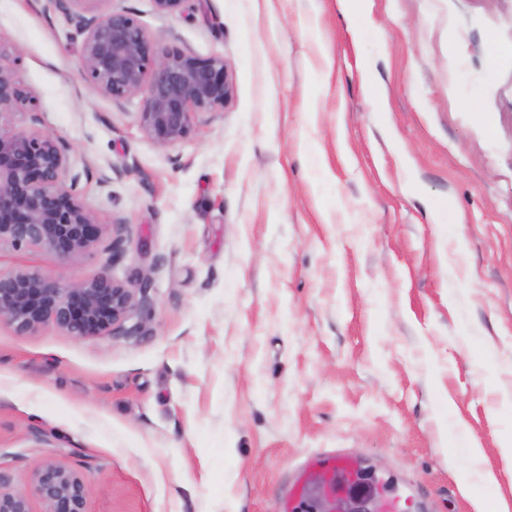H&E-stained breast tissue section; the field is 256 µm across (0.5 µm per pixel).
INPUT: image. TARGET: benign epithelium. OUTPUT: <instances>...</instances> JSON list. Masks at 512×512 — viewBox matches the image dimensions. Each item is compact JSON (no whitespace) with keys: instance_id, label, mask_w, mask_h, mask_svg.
<instances>
[{"instance_id":"1","label":"benign epithelium","mask_w":512,"mask_h":512,"mask_svg":"<svg viewBox=\"0 0 512 512\" xmlns=\"http://www.w3.org/2000/svg\"><path fill=\"white\" fill-rule=\"evenodd\" d=\"M51 2L84 36L83 78L116 102L140 97V127L151 141L177 145L194 131L197 114L222 109L231 98L224 57L170 48L136 17L119 10L100 14L88 6L91 0ZM33 101L13 70L0 64V245L76 260L104 245L107 228L120 231L125 221L99 223L67 184L68 147L41 127ZM23 110L28 124L18 127L13 117ZM137 305L134 290L106 270L76 283L27 270L0 272V318L19 334L46 323L77 338L120 333ZM90 491L80 472L42 458L32 470L29 494L12 490L0 475V512H31L32 495L43 512H85ZM304 512H387V506L367 489L339 499L317 474Z\"/></svg>"}]
</instances>
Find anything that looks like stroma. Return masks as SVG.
<instances>
[{"label": "stroma", "mask_w": 512, "mask_h": 512, "mask_svg": "<svg viewBox=\"0 0 512 512\" xmlns=\"http://www.w3.org/2000/svg\"><path fill=\"white\" fill-rule=\"evenodd\" d=\"M224 56L232 98L162 147L81 74L51 0H0L1 63L118 252L0 246V271L133 288V331L0 319V475L49 457L86 512H280L310 456L403 512H512V0H98ZM355 461L343 456H327L319 458L315 467L324 472L327 478L336 485V494H347L348 487L342 476L353 478L355 475Z\"/></svg>", "instance_id": "35a3bbf8"}]
</instances>
